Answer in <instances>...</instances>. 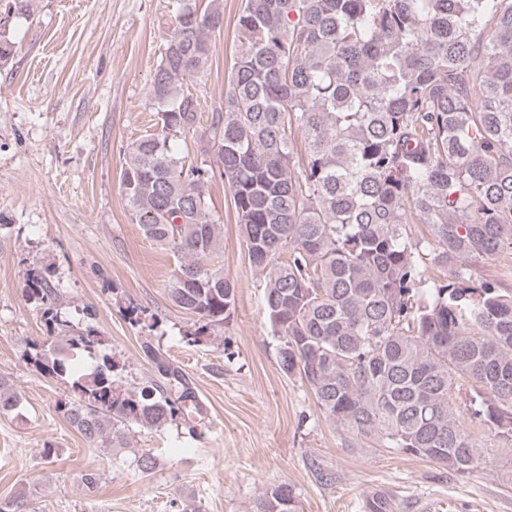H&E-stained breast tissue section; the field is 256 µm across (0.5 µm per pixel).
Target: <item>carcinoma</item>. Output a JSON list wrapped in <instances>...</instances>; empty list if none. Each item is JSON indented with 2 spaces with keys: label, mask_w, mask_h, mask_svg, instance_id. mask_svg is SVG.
<instances>
[{
  "label": "carcinoma",
  "mask_w": 512,
  "mask_h": 512,
  "mask_svg": "<svg viewBox=\"0 0 512 512\" xmlns=\"http://www.w3.org/2000/svg\"><path fill=\"white\" fill-rule=\"evenodd\" d=\"M223 26L217 0H183L149 89L156 129L121 172L132 219L177 259L167 297L197 317L189 341L235 312L203 192L219 177L264 275L280 370L357 441L470 473L476 443L451 406L459 383L469 414L512 438V292L465 265L512 250V0H244L242 48L204 132L216 164L194 165L175 148L198 121L183 83L207 73ZM414 217L428 228L417 241ZM427 255L443 279H430ZM25 288L59 333L26 360L60 378L74 354L96 360L58 404L90 447H129L131 424L195 431L194 392L152 346L165 384L123 388L92 313L69 326L46 269H28ZM18 405L0 380V415ZM28 499H1L0 512H28ZM251 512H299L298 497L273 484Z\"/></svg>",
  "instance_id": "1"
}]
</instances>
